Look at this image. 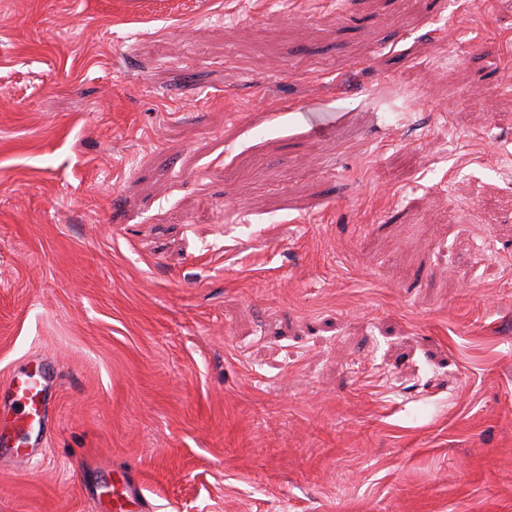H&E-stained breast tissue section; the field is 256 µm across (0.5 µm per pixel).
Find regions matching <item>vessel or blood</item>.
I'll list each match as a JSON object with an SVG mask.
<instances>
[{"label":"vessel or blood","mask_w":512,"mask_h":512,"mask_svg":"<svg viewBox=\"0 0 512 512\" xmlns=\"http://www.w3.org/2000/svg\"><path fill=\"white\" fill-rule=\"evenodd\" d=\"M49 370L37 368L35 372L13 374L9 389L15 403V429L27 432L32 428H43L48 424L47 410L52 395L47 388Z\"/></svg>","instance_id":"1"}]
</instances>
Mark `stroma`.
I'll list each match as a JSON object with an SVG mask.
<instances>
[{"mask_svg": "<svg viewBox=\"0 0 512 512\" xmlns=\"http://www.w3.org/2000/svg\"><path fill=\"white\" fill-rule=\"evenodd\" d=\"M505 151L498 0H0V512H512ZM50 371L37 368L34 373H14L9 382V389L15 403L13 433H26L37 427L40 432L48 428L47 410L52 404V394L47 388Z\"/></svg>", "mask_w": 512, "mask_h": 512, "instance_id": "stroma-1", "label": "stroma"}]
</instances>
